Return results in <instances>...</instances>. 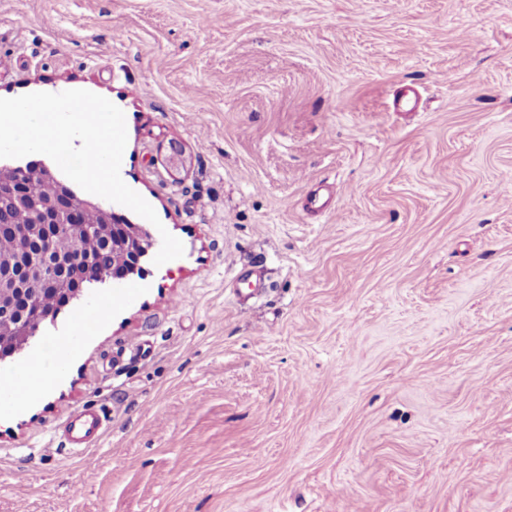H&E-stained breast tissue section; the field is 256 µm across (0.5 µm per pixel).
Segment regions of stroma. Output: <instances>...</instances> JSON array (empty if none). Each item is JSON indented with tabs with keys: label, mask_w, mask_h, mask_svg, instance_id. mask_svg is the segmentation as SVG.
Returning <instances> with one entry per match:
<instances>
[{
	"label": "stroma",
	"mask_w": 512,
	"mask_h": 512,
	"mask_svg": "<svg viewBox=\"0 0 512 512\" xmlns=\"http://www.w3.org/2000/svg\"><path fill=\"white\" fill-rule=\"evenodd\" d=\"M57 88L184 254L0 364V512H512V0H0V98ZM111 308L112 298L110 296H102L93 308L83 311L77 323L74 325L72 335L62 336L58 339V349L60 353L62 355L68 353L72 349L76 339L85 333L90 325L97 323L103 313ZM12 381H17L19 385L16 388L2 390L0 388V411L3 408L19 406L27 403L34 397L44 385V379L35 380L24 370L20 372Z\"/></svg>",
	"instance_id": "stroma-1"
}]
</instances>
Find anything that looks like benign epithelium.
<instances>
[{
    "label": "benign epithelium",
    "instance_id": "1",
    "mask_svg": "<svg viewBox=\"0 0 512 512\" xmlns=\"http://www.w3.org/2000/svg\"><path fill=\"white\" fill-rule=\"evenodd\" d=\"M30 205L33 223L11 228L16 250L0 254V352L22 349L35 334L32 327L55 321L54 309L27 295L49 290L72 300L109 277L119 282L142 272V261L155 245L150 230L120 224L109 206L72 198L63 184L55 196ZM90 209L97 210L100 223L85 224L78 218V211ZM62 227L70 230L73 249L68 255H55L53 237ZM88 238L100 239L99 253H83L82 241Z\"/></svg>",
    "mask_w": 512,
    "mask_h": 512
}]
</instances>
